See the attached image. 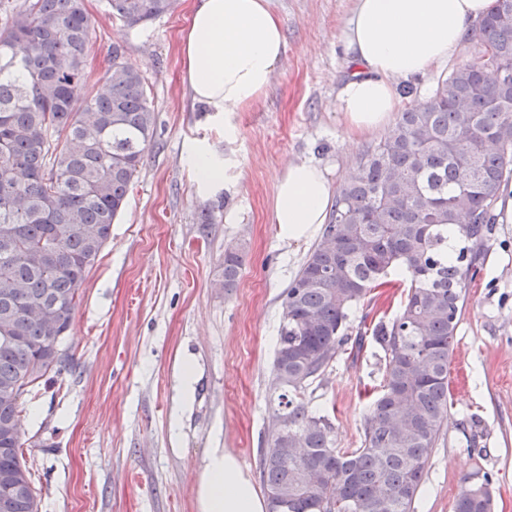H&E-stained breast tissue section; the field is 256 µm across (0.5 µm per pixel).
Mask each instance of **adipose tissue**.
Returning <instances> with one entry per match:
<instances>
[{
	"label": "adipose tissue",
	"instance_id": "adipose-tissue-1",
	"mask_svg": "<svg viewBox=\"0 0 512 512\" xmlns=\"http://www.w3.org/2000/svg\"><path fill=\"white\" fill-rule=\"evenodd\" d=\"M493 0H355L340 39L356 66L336 95L347 139L373 132L398 112L399 83L425 75L458 52ZM285 51L267 0H194L181 55L192 97L229 115L261 97ZM335 192L309 161L278 175L274 222L282 240L312 235L327 220ZM199 512H266L237 458L211 449L197 487Z\"/></svg>",
	"mask_w": 512,
	"mask_h": 512
}]
</instances>
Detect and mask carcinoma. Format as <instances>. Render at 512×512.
Segmentation results:
<instances>
[{"label":"carcinoma","instance_id":"carcinoma-1","mask_svg":"<svg viewBox=\"0 0 512 512\" xmlns=\"http://www.w3.org/2000/svg\"><path fill=\"white\" fill-rule=\"evenodd\" d=\"M175 0H108L134 27ZM472 64L438 81L383 140L360 154L329 224L283 292L273 374L288 433L268 432L260 480L285 512H414L450 409L448 365L466 288L479 272L496 206L512 180V0L475 25ZM92 21L85 0H0V476L22 488L6 512H40L23 460V396L49 374L81 286L126 205L153 141L145 80L118 47L88 92ZM461 247L448 256V229ZM242 250L229 246L215 285L236 287ZM407 273L404 300L372 328L380 389L358 448H339L330 420L300 395L348 344L350 313ZM453 512H492L487 484L463 487Z\"/></svg>","mask_w":512,"mask_h":512}]
</instances>
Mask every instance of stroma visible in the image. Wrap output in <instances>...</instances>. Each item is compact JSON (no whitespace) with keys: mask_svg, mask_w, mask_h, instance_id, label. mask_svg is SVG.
Segmentation results:
<instances>
[{"mask_svg":"<svg viewBox=\"0 0 512 512\" xmlns=\"http://www.w3.org/2000/svg\"><path fill=\"white\" fill-rule=\"evenodd\" d=\"M193 0L144 26L113 18L106 0H85L96 36L89 90L101 86L113 47L144 76L156 134L130 186L124 211L82 286V300L60 343L71 357L62 389L25 395L37 411L24 459L40 512H197V479L210 449H229L252 483L267 445L282 294L317 237L286 243L274 222L275 182L288 163L309 160L341 187L364 147L386 128L347 141L336 110L339 83L355 69L339 40L354 0H270L286 51L259 102L224 119L193 100L180 37ZM458 54L411 79L405 105L426 102L438 80L473 62ZM204 148L228 158V190L203 197L189 154ZM210 214L211 224L200 222ZM470 283L449 365L451 409L433 449L416 512H453L464 483H488L493 512H512V182ZM241 246L243 266L231 292L214 287L224 249ZM399 288L353 312L348 334L359 354L340 352L303 401L326 415L336 444L363 437L366 394L382 380L375 319L394 316ZM194 369L184 387V364ZM141 482L131 485L129 471Z\"/></svg>","mask_w":512,"mask_h":512,"instance_id":"obj_1","label":"stroma"}]
</instances>
